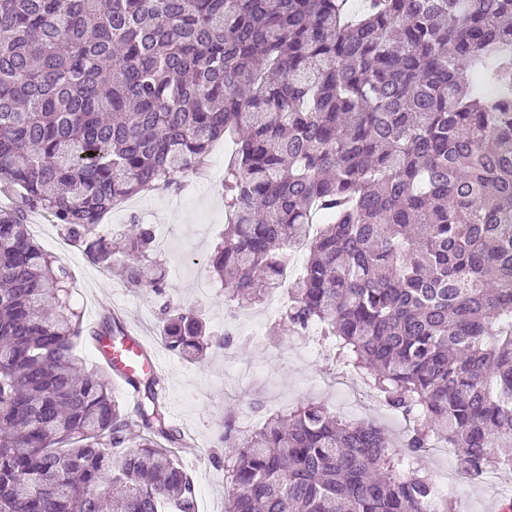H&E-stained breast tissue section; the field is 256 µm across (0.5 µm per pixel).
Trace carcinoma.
Instances as JSON below:
<instances>
[{
  "mask_svg": "<svg viewBox=\"0 0 512 512\" xmlns=\"http://www.w3.org/2000/svg\"><path fill=\"white\" fill-rule=\"evenodd\" d=\"M0 0V512H197L162 384L80 376L72 274L36 243L43 211L132 287L166 285L150 224L98 236L117 202L178 187L223 136L224 239L238 308L282 286L281 321L414 419L403 447L314 403L219 442L231 512H460L419 458L438 440L477 478L512 457V0ZM188 361L245 340L165 304Z\"/></svg>",
  "mask_w": 512,
  "mask_h": 512,
  "instance_id": "carcinoma-1",
  "label": "carcinoma"
}]
</instances>
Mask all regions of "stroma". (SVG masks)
<instances>
[{"mask_svg":"<svg viewBox=\"0 0 512 512\" xmlns=\"http://www.w3.org/2000/svg\"><path fill=\"white\" fill-rule=\"evenodd\" d=\"M233 149L226 139L214 143L209 162L216 173L210 183L194 185L186 179L177 191L159 189L131 197L99 226V235L108 240L124 235L135 222L153 225L156 235L170 240L169 251L151 257L167 271L163 294L129 286L94 264L79 246L62 257L73 273V297L80 300L86 320L95 322L120 310L130 329L152 347L166 388L168 421L193 437L201 450L187 463L199 488L198 512H229L231 507L232 490L224 478V450L218 442L225 421L247 431L258 428L272 412L313 402L343 420L381 426L396 439L412 425L402 416L390 418L388 408L332 354L311 356L307 341L280 326L275 313L254 318L240 312L237 334L249 335L251 324L259 326L258 340L245 351L233 345L189 363L162 346L156 317L163 303L203 308L219 328L230 322L232 305L209 258L224 229L223 169ZM466 498L469 512H499L504 500L512 499V477L495 483L474 479Z\"/></svg>","mask_w":512,"mask_h":512,"instance_id":"35a3bbf8","label":"stroma"}]
</instances>
